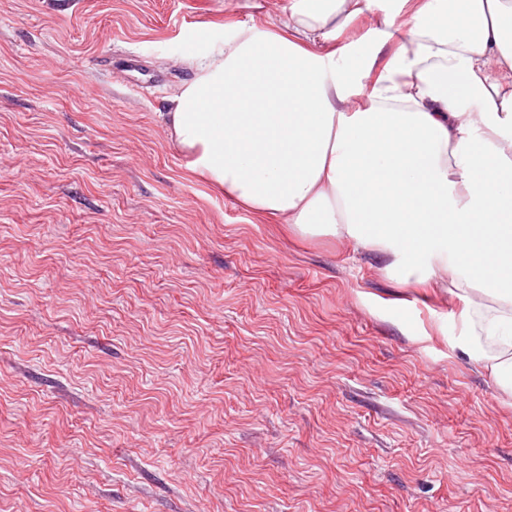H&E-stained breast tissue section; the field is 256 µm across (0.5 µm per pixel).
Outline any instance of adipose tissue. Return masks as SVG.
Instances as JSON below:
<instances>
[{
	"instance_id": "1",
	"label": "adipose tissue",
	"mask_w": 512,
	"mask_h": 512,
	"mask_svg": "<svg viewBox=\"0 0 512 512\" xmlns=\"http://www.w3.org/2000/svg\"><path fill=\"white\" fill-rule=\"evenodd\" d=\"M383 65L336 39L381 0H293L183 57L163 115L192 172L301 236L375 253L403 284L441 288L456 346L512 367V0H410Z\"/></svg>"
}]
</instances>
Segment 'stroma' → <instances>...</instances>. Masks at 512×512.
Returning <instances> with one entry per match:
<instances>
[{
  "label": "stroma",
  "instance_id": "stroma-1",
  "mask_svg": "<svg viewBox=\"0 0 512 512\" xmlns=\"http://www.w3.org/2000/svg\"><path fill=\"white\" fill-rule=\"evenodd\" d=\"M290 0H0V512H512L447 295L193 174L182 56Z\"/></svg>",
  "mask_w": 512,
  "mask_h": 512
}]
</instances>
